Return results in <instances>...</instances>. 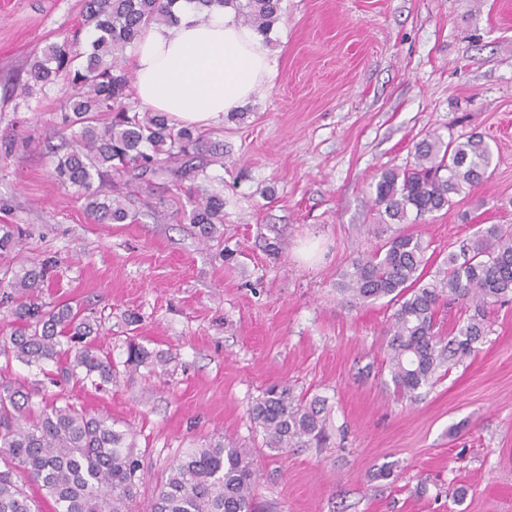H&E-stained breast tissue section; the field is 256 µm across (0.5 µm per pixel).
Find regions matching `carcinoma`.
<instances>
[{
  "label": "carcinoma",
  "mask_w": 512,
  "mask_h": 512,
  "mask_svg": "<svg viewBox=\"0 0 512 512\" xmlns=\"http://www.w3.org/2000/svg\"><path fill=\"white\" fill-rule=\"evenodd\" d=\"M176 0H82L83 22L29 64L20 94L64 81L74 96L57 113V131L69 150L56 156L53 176L73 187L98 224H121L135 215L130 193L154 195L159 182L183 190L190 223L204 235L224 223V195L205 189L210 167H224V144L196 130L177 128L159 112H138L126 102L131 83L123 51L141 28L177 20ZM207 10L232 7L242 24L268 35L280 19L282 0H192ZM93 51H78L81 37ZM34 134L0 138V154L11 157ZM491 164L481 136L444 141L428 135L415 145L412 169H385L374 184L375 205L386 224H404L452 205V198L479 185ZM19 228L0 225V255L21 247ZM427 245L399 232L377 251L359 256L340 273V295L352 306L394 301L385 368L394 392L412 399L439 372L474 356L487 333L485 310L512 300V230L499 224L479 228L462 254L448 253L441 278H427ZM54 261L0 272V356L47 374L52 362L65 379L99 387L116 379L111 352L96 341L100 325L67 305L42 301ZM446 301L474 307L456 334L443 336L437 314ZM150 353L134 341L123 366L147 364ZM271 449L321 447L329 438L325 400H307L288 385L268 387L252 408ZM133 433L108 414H90L67 400L47 401L36 388L0 378V512H131L142 474ZM257 479L252 453L231 439L188 448L149 505V512H254Z\"/></svg>",
  "instance_id": "cac0c4a2"
}]
</instances>
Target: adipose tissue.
<instances>
[{"instance_id":"adipose-tissue-1","label":"adipose tissue","mask_w":512,"mask_h":512,"mask_svg":"<svg viewBox=\"0 0 512 512\" xmlns=\"http://www.w3.org/2000/svg\"><path fill=\"white\" fill-rule=\"evenodd\" d=\"M178 22L141 30L129 62L141 104L178 127L203 129L273 81L277 62L264 38L232 9L200 20L191 0H176Z\"/></svg>"}]
</instances>
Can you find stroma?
I'll return each instance as SVG.
<instances>
[{
	"label": "stroma",
	"instance_id": "1",
	"mask_svg": "<svg viewBox=\"0 0 512 512\" xmlns=\"http://www.w3.org/2000/svg\"><path fill=\"white\" fill-rule=\"evenodd\" d=\"M80 5L0 0V137L38 131L0 156V224L23 233L14 267L55 259L45 301L100 321L119 370L98 389L16 361L0 376L131 429L140 512L186 448L220 437L251 449L263 512H512V302L490 308L466 365L410 401L380 371L394 304L352 307L336 289L396 231L421 237L435 275L479 227L512 226V0H284L275 80L211 127L224 222L209 238L176 187L161 189L163 220L98 224L54 184L56 111L72 90L13 86ZM432 133L480 134L484 181L447 210L382 224L377 175L412 165ZM131 339L163 365L122 370ZM274 383L325 399L328 447L266 446L251 408Z\"/></svg>",
	"mask_w": 512,
	"mask_h": 512
}]
</instances>
